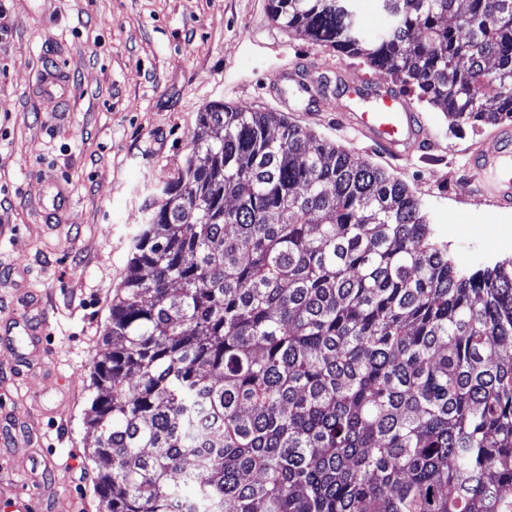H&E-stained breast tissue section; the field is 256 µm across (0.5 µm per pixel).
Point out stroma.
Listing matches in <instances>:
<instances>
[{
	"instance_id": "1",
	"label": "stroma",
	"mask_w": 512,
	"mask_h": 512,
	"mask_svg": "<svg viewBox=\"0 0 512 512\" xmlns=\"http://www.w3.org/2000/svg\"><path fill=\"white\" fill-rule=\"evenodd\" d=\"M267 0H0V484L36 512H102L88 367L127 275L144 207L177 178L196 116L224 101L280 112L422 201L458 270L512 259V207L474 194L492 127L450 128L416 104L427 155L384 156L349 125L341 81L382 80L266 16Z\"/></svg>"
}]
</instances>
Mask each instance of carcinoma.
<instances>
[{"mask_svg": "<svg viewBox=\"0 0 512 512\" xmlns=\"http://www.w3.org/2000/svg\"><path fill=\"white\" fill-rule=\"evenodd\" d=\"M268 0L449 126L512 120V0ZM133 240L91 362L104 512H512V260L470 275L422 202L217 102ZM356 3L359 20L365 28L376 31L388 25V17L379 8L378 0H358ZM377 18L382 19V24H375L374 27H369L367 24L368 20L373 19L375 21Z\"/></svg>", "mask_w": 512, "mask_h": 512, "instance_id": "1", "label": "carcinoma"}]
</instances>
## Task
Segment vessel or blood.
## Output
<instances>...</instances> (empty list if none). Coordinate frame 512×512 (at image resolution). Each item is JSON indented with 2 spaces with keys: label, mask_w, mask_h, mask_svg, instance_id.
I'll return each mask as SVG.
<instances>
[{
  "label": "vessel or blood",
  "mask_w": 512,
  "mask_h": 512,
  "mask_svg": "<svg viewBox=\"0 0 512 512\" xmlns=\"http://www.w3.org/2000/svg\"><path fill=\"white\" fill-rule=\"evenodd\" d=\"M350 96H361L366 108L356 113L353 127L387 154L402 157L419 150L426 126L411 112L404 94L385 85H351ZM473 164L479 174L481 192L499 205L512 203V127L504 126L476 151Z\"/></svg>",
  "instance_id": "1"
}]
</instances>
